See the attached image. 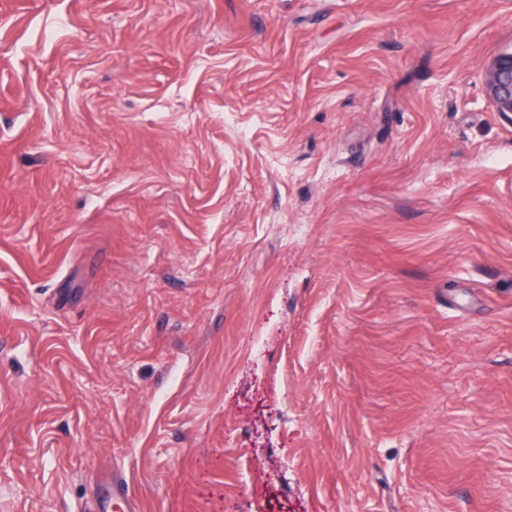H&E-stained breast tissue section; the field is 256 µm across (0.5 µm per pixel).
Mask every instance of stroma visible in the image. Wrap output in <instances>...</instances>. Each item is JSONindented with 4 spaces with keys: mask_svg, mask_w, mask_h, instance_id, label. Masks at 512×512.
<instances>
[{
    "mask_svg": "<svg viewBox=\"0 0 512 512\" xmlns=\"http://www.w3.org/2000/svg\"><path fill=\"white\" fill-rule=\"evenodd\" d=\"M512 0H0V512H512ZM496 112L512 121V52L499 55L485 73Z\"/></svg>",
    "mask_w": 512,
    "mask_h": 512,
    "instance_id": "1",
    "label": "stroma"
}]
</instances>
